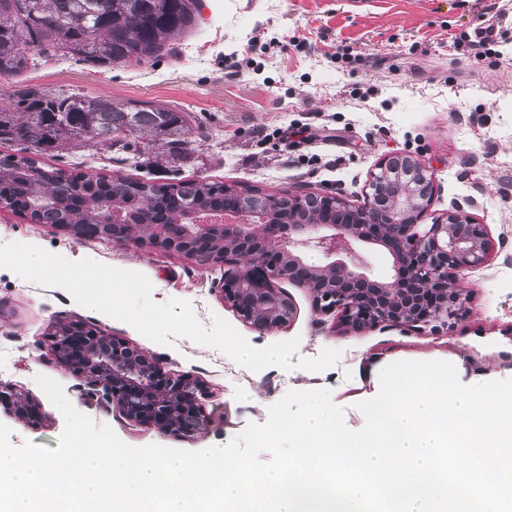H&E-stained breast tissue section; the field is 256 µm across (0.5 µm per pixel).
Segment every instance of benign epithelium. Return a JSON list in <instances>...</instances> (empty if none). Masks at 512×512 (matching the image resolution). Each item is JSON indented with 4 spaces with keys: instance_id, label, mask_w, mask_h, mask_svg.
Here are the masks:
<instances>
[{
    "instance_id": "7a95c632",
    "label": "benign epithelium",
    "mask_w": 512,
    "mask_h": 512,
    "mask_svg": "<svg viewBox=\"0 0 512 512\" xmlns=\"http://www.w3.org/2000/svg\"><path fill=\"white\" fill-rule=\"evenodd\" d=\"M395 167L380 160L370 174L362 206L326 192L288 193L299 208L324 204L309 219L294 224L271 220L279 196L242 192L224 203V223L101 224L107 241L137 251L181 254L203 265L233 268L218 288L223 301L260 331L290 323L292 300L278 288L288 279L309 288L323 311L339 310L351 329L387 326L448 327L465 309L468 296L458 282L462 266L484 267L494 244L483 224H475L464 206L429 224L433 174L412 155ZM363 245L383 248L394 274L386 282L363 269ZM307 249L324 263L305 262ZM56 359L90 387L103 388L104 399L123 414L165 434L191 437L207 433L209 420L201 400L205 388L188 374L162 369L155 359L125 341L78 320L60 321L52 333ZM35 422L39 408L29 399L0 389V405Z\"/></svg>"
}]
</instances>
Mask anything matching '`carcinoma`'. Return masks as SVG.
Listing matches in <instances>:
<instances>
[{
    "label": "carcinoma",
    "instance_id": "cac0c4a2",
    "mask_svg": "<svg viewBox=\"0 0 512 512\" xmlns=\"http://www.w3.org/2000/svg\"><path fill=\"white\" fill-rule=\"evenodd\" d=\"M197 0H0V75L29 67L27 47L52 55L90 59L100 65L142 63L166 50L196 21ZM186 115L161 104L59 95L32 89L0 109V142L33 146L47 154L71 141L110 145L120 134L143 142L187 143ZM0 175L9 192L0 205L23 213L34 224L112 223L123 214L130 224L157 219L176 223L189 210L224 211L228 184L187 180L129 192L132 180L45 167L15 153L0 154Z\"/></svg>",
    "mask_w": 512,
    "mask_h": 512
}]
</instances>
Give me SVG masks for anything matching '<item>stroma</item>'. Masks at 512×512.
<instances>
[{"label":"stroma","instance_id":"obj_1","mask_svg":"<svg viewBox=\"0 0 512 512\" xmlns=\"http://www.w3.org/2000/svg\"><path fill=\"white\" fill-rule=\"evenodd\" d=\"M197 22L172 49L142 64L98 65L34 55L19 74L0 76V106L30 88L117 101L160 103L190 115L187 148L162 143L122 150L68 143L41 163L68 172L128 176L159 184L184 178L250 185L269 193L301 188L364 204L371 171L388 155L416 156L433 174L431 216L454 203L478 202L474 222L495 244L488 266L465 268L470 293L463 315L435 331L376 325L346 328L337 311L320 310L308 288L280 287L296 306L286 326L259 331L221 299L223 266L86 240L15 213L0 215V245L19 242L72 259L144 274L151 298L188 301L197 320L230 323L252 346L298 339L297 358L340 350L322 372L268 366L251 371L224 353L189 339L167 346L133 326L78 305L64 289L41 287L0 268V385L40 406L36 422L0 408L11 441L57 448L59 409L36 375L58 381L70 403L110 426L126 444L196 451L223 445L291 390L326 388L351 429L364 424L358 402L373 397L378 374L397 361L451 362L461 382L512 378V0H201ZM492 31L488 52L471 44ZM309 139L273 138L284 126ZM79 319L151 355L167 370L191 375L207 391V434L164 435L128 419L51 353L56 320Z\"/></svg>","mask_w":512,"mask_h":512}]
</instances>
